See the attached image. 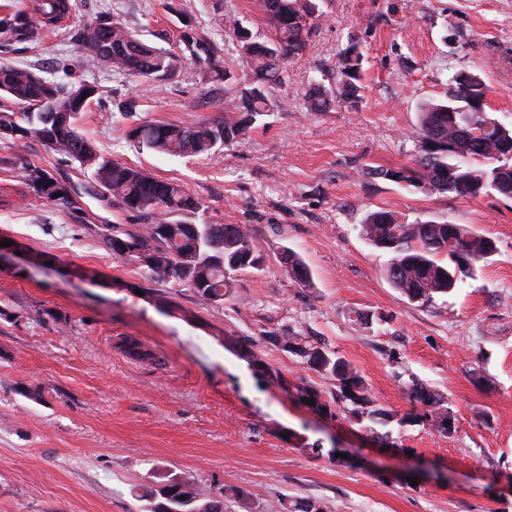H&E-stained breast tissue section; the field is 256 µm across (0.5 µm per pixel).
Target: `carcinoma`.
Segmentation results:
<instances>
[{
    "mask_svg": "<svg viewBox=\"0 0 512 512\" xmlns=\"http://www.w3.org/2000/svg\"><path fill=\"white\" fill-rule=\"evenodd\" d=\"M0 41H22L34 36L38 26H48L69 13L70 0H37L34 12L0 7ZM272 36L261 37L239 19L230 18L228 29L239 59L254 73L251 84L227 101L236 119L205 120L190 125L141 122L127 128V137L139 146L175 156L218 157L224 144L238 138L277 107L274 86L285 78L283 62L299 58L310 47L313 21L322 15L320 0H262ZM179 52L161 50L138 39L120 24L97 20L77 29L74 54L59 75L46 78L36 72L0 64V97L14 109L0 111V138L36 141L52 153L90 174L101 200L145 223L134 231L118 224L100 227L102 243L120 259L143 268L153 281H173L185 286L205 304L220 306L233 287L230 272L260 271L263 255L250 230L239 224H196L191 215L200 203L175 181L158 179L145 171L101 156L79 133L77 115L83 101L100 100L102 87L77 78L99 65L115 75L144 81L166 82L191 62L209 82H234L230 64L220 50L196 37L191 25L181 31ZM363 53L353 44L340 61L335 98L351 103L360 99ZM486 89L476 75L459 71L450 80L443 100H426L419 106L420 149L409 166L396 171L398 183L426 192L452 193L475 198L507 170L512 180V157L504 158L501 145L512 142V129L487 113L471 111L472 101ZM309 107L329 104V91L317 86L306 95ZM454 109L461 126L448 124ZM26 181L48 201L70 208L74 187L59 182L48 170L24 167ZM363 239L389 255L386 275L409 301L423 305L447 295L487 261L491 239L459 225L433 220L405 222L391 210L368 213L359 227ZM282 266L294 282L313 286L301 258L286 249ZM271 343L299 357L304 364L336 383V402L353 405L358 422L399 426L426 423L448 433L452 416L442 394L421 383L408 389L410 412L396 420L374 404L362 378L336 352L286 332L268 336ZM153 502L151 512H224V502L212 491L182 476L167 477L159 488L143 490Z\"/></svg>",
    "mask_w": 512,
    "mask_h": 512,
    "instance_id": "carcinoma-1",
    "label": "carcinoma"
}]
</instances>
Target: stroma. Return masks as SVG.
<instances>
[{"instance_id":"1","label":"stroma","mask_w":512,"mask_h":512,"mask_svg":"<svg viewBox=\"0 0 512 512\" xmlns=\"http://www.w3.org/2000/svg\"><path fill=\"white\" fill-rule=\"evenodd\" d=\"M71 3L68 25L7 46L0 63L49 75L72 54L73 28L101 17L166 49L188 20L230 60L225 16L270 31L258 0ZM354 43L361 100L307 111L308 90L335 88ZM310 46L273 90L280 108L216 160L160 154L126 130L224 119L223 84L203 83L190 64L160 85L106 66L85 74L109 96L80 112L77 129L103 156L179 182L202 205L196 222L250 229L264 269L234 273L220 306L113 256L95 227L139 221L101 202L87 174L41 143L0 140V242L20 254L0 265V512H147L134 489L168 474L222 494L224 512H512V198L424 193L374 175L411 164L419 106L444 98L455 72L479 75L485 111L512 127L502 70L512 0H326ZM29 164L75 186L74 208L37 194ZM380 209L466 225L497 251L452 294L409 302L385 276L387 255L358 231ZM286 249L312 287L285 273ZM282 330L336 351L394 415L410 411L413 383L433 387L453 431L392 424L375 439L335 401L333 381L268 342Z\"/></svg>"}]
</instances>
